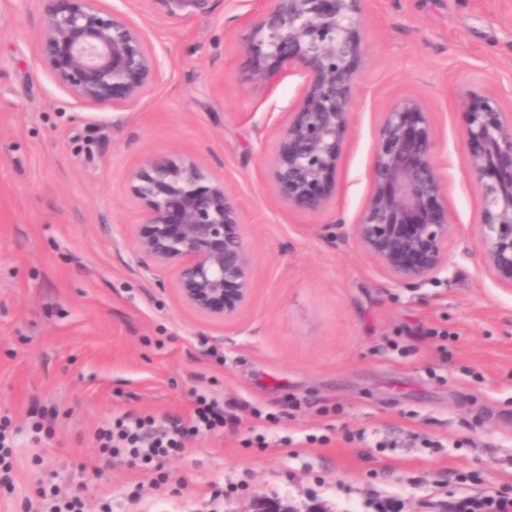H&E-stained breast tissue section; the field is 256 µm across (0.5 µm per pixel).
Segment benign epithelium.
I'll return each mask as SVG.
<instances>
[{
	"label": "benign epithelium",
	"instance_id": "benign-epithelium-1",
	"mask_svg": "<svg viewBox=\"0 0 512 512\" xmlns=\"http://www.w3.org/2000/svg\"><path fill=\"white\" fill-rule=\"evenodd\" d=\"M45 17L40 62L78 103L120 110L153 85L157 62L143 29L102 0H36ZM362 0H265L244 18L252 77L271 66L304 76L297 101L278 127L270 176L278 198L300 212L325 209L351 127ZM469 177L482 207L476 243L483 266L512 289V113L494 97L464 112ZM430 113L406 98L384 113L370 168L371 192L356 223L333 226L373 258L397 285H421L448 272V189L434 165ZM143 209L133 243L159 270H171L182 301L199 314L235 320L253 293L243 211L224 179L198 159L141 158L130 171Z\"/></svg>",
	"mask_w": 512,
	"mask_h": 512
}]
</instances>
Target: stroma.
I'll return each mask as SVG.
<instances>
[{
	"label": "stroma",
	"mask_w": 512,
	"mask_h": 512,
	"mask_svg": "<svg viewBox=\"0 0 512 512\" xmlns=\"http://www.w3.org/2000/svg\"><path fill=\"white\" fill-rule=\"evenodd\" d=\"M147 34L158 73L121 110L78 103L41 65L36 0H0V416L14 491H80L87 512H443L455 477L512 487V291L473 256L479 188L464 105L512 113V0H366L353 121L328 207L288 208L268 161L303 82L256 83L240 43L261 0H104ZM430 112L448 189L454 266L396 285L352 240L384 112ZM202 161L237 195L254 270L231 322L199 315L172 273L133 247L145 155ZM235 405L234 428L185 439L157 463L103 458L124 416L189 423L195 394ZM138 501H130L132 491Z\"/></svg>",
	"instance_id": "1"
}]
</instances>
